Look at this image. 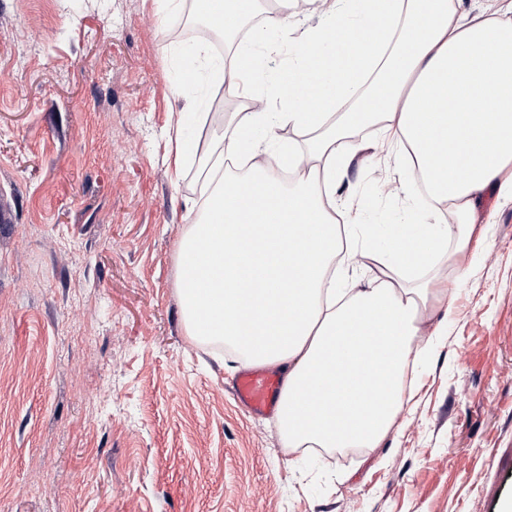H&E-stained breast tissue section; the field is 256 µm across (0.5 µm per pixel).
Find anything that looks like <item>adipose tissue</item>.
<instances>
[{
	"label": "adipose tissue",
	"instance_id": "obj_1",
	"mask_svg": "<svg viewBox=\"0 0 512 512\" xmlns=\"http://www.w3.org/2000/svg\"><path fill=\"white\" fill-rule=\"evenodd\" d=\"M471 14L464 0H320L325 23L299 42L269 111L251 66L287 16L254 27L224 66L244 107L203 177L202 216L178 245L189 336L233 347L283 375L277 428L285 448H377L406 403L405 373L427 362L423 328L450 305L467 269L447 254L481 232L489 190L512 192V0ZM311 132L285 153L275 127ZM376 127L373 150L407 156L426 176L428 218L360 227L336 195ZM303 168L285 185L284 165ZM457 226L440 220L443 206Z\"/></svg>",
	"mask_w": 512,
	"mask_h": 512
}]
</instances>
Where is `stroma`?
<instances>
[{
	"mask_svg": "<svg viewBox=\"0 0 512 512\" xmlns=\"http://www.w3.org/2000/svg\"><path fill=\"white\" fill-rule=\"evenodd\" d=\"M191 0H0V512H504L512 502V197L418 391L376 449L285 450L232 396L235 352L189 336L177 245L232 93ZM201 137L175 167L173 127ZM411 166L353 164L337 204L418 222Z\"/></svg>",
	"mask_w": 512,
	"mask_h": 512,
	"instance_id": "stroma-1",
	"label": "stroma"
}]
</instances>
